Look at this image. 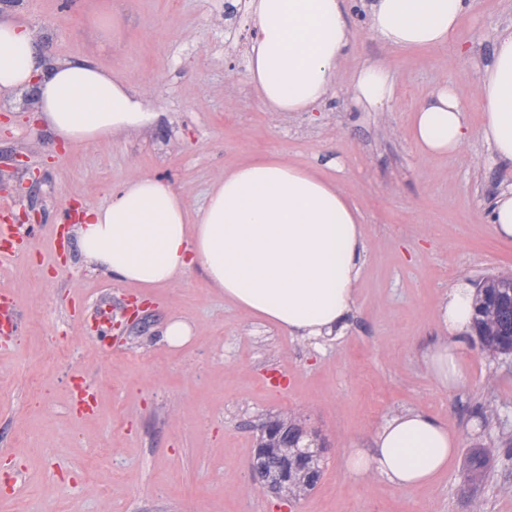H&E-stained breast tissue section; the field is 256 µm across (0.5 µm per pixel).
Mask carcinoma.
<instances>
[{
    "instance_id": "obj_1",
    "label": "carcinoma",
    "mask_w": 512,
    "mask_h": 512,
    "mask_svg": "<svg viewBox=\"0 0 512 512\" xmlns=\"http://www.w3.org/2000/svg\"><path fill=\"white\" fill-rule=\"evenodd\" d=\"M512 283L511 276H487L478 288V338L492 357L512 355ZM269 430L261 432L258 447L264 449L261 469L256 476L273 492L299 496L311 490L322 473L319 447L303 443L305 433L287 419L268 422ZM501 448L492 443L474 449L466 462V479L480 480Z\"/></svg>"
}]
</instances>
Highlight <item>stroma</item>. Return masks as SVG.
<instances>
[{
    "label": "stroma",
    "mask_w": 512,
    "mask_h": 512,
    "mask_svg": "<svg viewBox=\"0 0 512 512\" xmlns=\"http://www.w3.org/2000/svg\"><path fill=\"white\" fill-rule=\"evenodd\" d=\"M5 17L29 27L47 62L87 58L119 75L157 119L74 147L37 119L31 91L0 94V199L37 228L33 247L0 269L25 321L0 352V470L24 479L21 494L0 489V512H512L506 457L482 481L464 480L474 448L512 442V366L470 339L467 380L446 390L421 361L458 277L512 273V242L489 220L512 167L491 160L478 91L498 32L512 26V0H475L459 52L392 50L356 13L334 91L311 112H272L253 95L244 0H0ZM367 61L386 63L395 81L380 112L350 102L352 74ZM445 83L463 88L470 137L457 154L426 157L408 116ZM258 151L321 170L343 165L338 184L362 211L367 252L339 339L317 345L261 324L197 270L148 292L114 280L86 263L59 221L141 175L170 182L198 209L226 169ZM54 234L65 237L55 258ZM74 305L111 306V340L93 322L73 323ZM174 318L193 329L179 348L162 336ZM78 380L95 390L94 415L70 402ZM406 409L457 434L447 470L420 489L349 474L350 452L371 448L385 418ZM278 415L323 448L315 488L288 500L248 470Z\"/></svg>",
    "instance_id": "obj_1"
}]
</instances>
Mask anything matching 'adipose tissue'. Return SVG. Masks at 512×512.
<instances>
[{
  "instance_id": "ef3b65f1",
  "label": "adipose tissue",
  "mask_w": 512,
  "mask_h": 512,
  "mask_svg": "<svg viewBox=\"0 0 512 512\" xmlns=\"http://www.w3.org/2000/svg\"><path fill=\"white\" fill-rule=\"evenodd\" d=\"M364 8L370 29L392 49H445L473 0H251L257 34L247 78L273 112H308L334 90L350 44L352 18ZM36 87L41 120L74 146L152 125L156 112L128 84L88 60L47 63L31 31L0 19V93ZM486 109L482 136L494 160L512 163V28L498 34L479 85ZM354 103L382 110L394 97L381 62L353 74ZM462 92L444 85L409 118V134L426 156L457 153L467 140ZM81 254L95 269L150 290L201 271L225 301L293 336L343 335L355 305L366 251L363 216L336 177L259 153L228 169L206 201L189 211L162 178L121 183L110 202L85 212L77 228ZM476 292L456 281L437 308L444 332L422 360L445 389L467 377L465 358ZM458 437L419 410L387 417L372 446L349 454L346 468L376 473L402 488L431 483L454 456Z\"/></svg>"
}]
</instances>
